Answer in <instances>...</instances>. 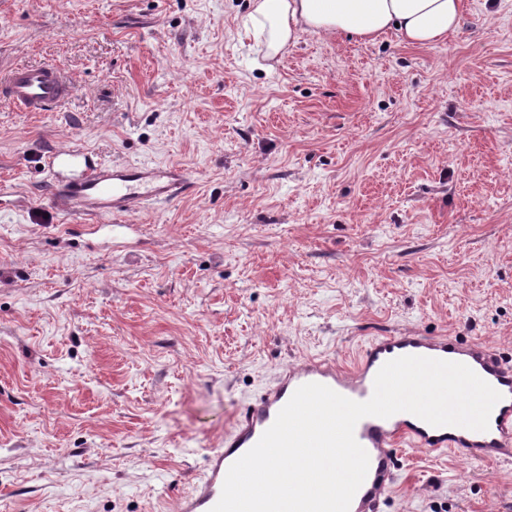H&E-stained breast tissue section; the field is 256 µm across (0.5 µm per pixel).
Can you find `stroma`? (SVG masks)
I'll list each match as a JSON object with an SVG mask.
<instances>
[{
	"label": "stroma",
	"mask_w": 512,
	"mask_h": 512,
	"mask_svg": "<svg viewBox=\"0 0 512 512\" xmlns=\"http://www.w3.org/2000/svg\"><path fill=\"white\" fill-rule=\"evenodd\" d=\"M248 0H0V512H172L237 407L375 336L512 360V0L414 46L300 35L265 59ZM74 143L188 187L112 218L47 200ZM381 512H512V462L398 452ZM1 100L22 112H48L72 92L71 82L53 65L14 66L0 80Z\"/></svg>",
	"instance_id": "35a3bbf8"
}]
</instances>
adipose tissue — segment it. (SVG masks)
<instances>
[{"label":"adipose tissue","mask_w":512,"mask_h":512,"mask_svg":"<svg viewBox=\"0 0 512 512\" xmlns=\"http://www.w3.org/2000/svg\"><path fill=\"white\" fill-rule=\"evenodd\" d=\"M466 11L465 0H250L244 33L263 39L270 59L303 33H347L369 43L392 33L428 46L456 34Z\"/></svg>","instance_id":"obj_1"}]
</instances>
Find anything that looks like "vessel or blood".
<instances>
[{
  "mask_svg": "<svg viewBox=\"0 0 512 512\" xmlns=\"http://www.w3.org/2000/svg\"><path fill=\"white\" fill-rule=\"evenodd\" d=\"M71 91V82L49 64L19 65L0 78V99L24 112L49 111ZM43 167L49 175L50 203L68 216L137 213L148 202L178 196L187 181L184 172L176 167L115 165L81 145L50 151ZM406 355L465 364L496 389L501 399L484 431L436 427L407 412L385 419H361L354 435L369 456V469L349 512H380V505L395 482L397 450L405 445L445 450L473 460L512 459V365L483 342L402 331L371 338L348 368L339 366L335 359L316 356L282 368L270 384L237 408L223 440L210 450L191 491L177 497L175 512H210L221 496L229 467L258 442L298 387L320 383L349 399L364 402L373 394L380 368Z\"/></svg>",
  "mask_w": 512,
  "mask_h": 512,
  "instance_id": "b4317fda",
  "label": "vessel or blood"
}]
</instances>
